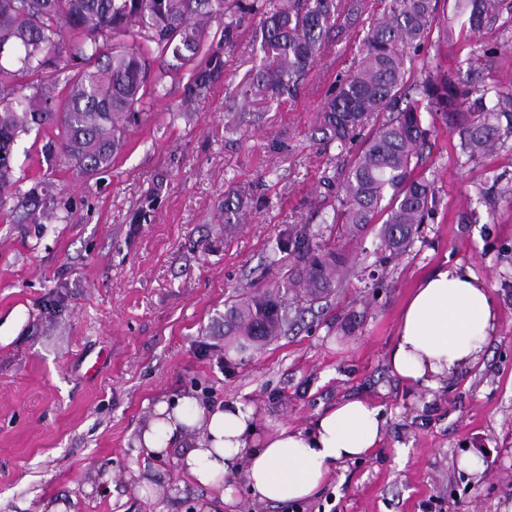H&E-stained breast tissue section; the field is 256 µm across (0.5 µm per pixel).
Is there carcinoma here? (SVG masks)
<instances>
[{"label":"carcinoma","mask_w":512,"mask_h":512,"mask_svg":"<svg viewBox=\"0 0 512 512\" xmlns=\"http://www.w3.org/2000/svg\"><path fill=\"white\" fill-rule=\"evenodd\" d=\"M502 0H462L473 33L497 21ZM342 0H0V211H42L45 198L22 190L14 151L21 135L50 126L48 158L94 174L112 164L165 79L192 68L188 92L204 97L221 74L212 55L196 64L211 24L222 23V43L234 41L244 16L259 17V50L272 57L240 87L242 99L270 101L296 90L336 28ZM436 0H390L358 42V67L336 80L320 111L317 131L342 161L315 223L280 230L268 265L279 280L259 296L231 301L224 335L237 353L285 336L306 311L336 291L348 271L343 247L372 224L381 225V247L400 254L438 209L434 182L416 174L431 129L422 113L443 119L461 114V149L469 160L492 153L512 137V95L496 84L460 85L441 65L410 80L407 53L418 52L433 30ZM170 58L150 74V61ZM388 116L359 148L355 140L381 113ZM247 191L224 197V223L243 222ZM294 255L298 266L287 267Z\"/></svg>","instance_id":"cac0c4a2"}]
</instances>
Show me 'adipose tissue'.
Masks as SVG:
<instances>
[{"label": "adipose tissue", "instance_id": "adipose-tissue-1", "mask_svg": "<svg viewBox=\"0 0 512 512\" xmlns=\"http://www.w3.org/2000/svg\"><path fill=\"white\" fill-rule=\"evenodd\" d=\"M499 325V309L469 269L445 265L421 278L404 304L388 353L393 373L414 389H441L475 368ZM382 406L363 399L337 402L295 429L260 434L253 407L241 400L202 407L189 396L153 408L137 445L147 455L175 454L179 470L198 486L223 484L222 502L241 475L261 503L310 500L337 468L370 456L383 443Z\"/></svg>", "mask_w": 512, "mask_h": 512}]
</instances>
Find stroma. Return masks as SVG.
Segmentation results:
<instances>
[{"mask_svg": "<svg viewBox=\"0 0 512 512\" xmlns=\"http://www.w3.org/2000/svg\"><path fill=\"white\" fill-rule=\"evenodd\" d=\"M357 15L330 34L302 86L249 111L232 110L228 90L261 60L258 18L244 19L233 46L221 47L222 76L207 96H188V72L168 81L110 169L89 176L48 162L51 129L15 147L16 174L68 218L51 224L0 214V512H39L44 500L74 512H512V197L493 178L512 179V138L471 161L458 119L423 113L432 134L422 171L440 206L404 254L386 256L378 227L349 245L354 275L321 300L288 335L248 360L224 347L232 296L262 291L280 229L309 220L335 146L315 129L326 91L356 66V44L385 0H361ZM498 23L472 35L458 0H438L437 19L454 35L430 37L412 73L440 64L466 79L512 93V0ZM249 190V216L224 221V195ZM484 280L501 321L483 366L438 391L406 387L387 353L401 309L420 279L444 261ZM199 405L240 399L263 430L308 425L336 401L364 396L387 416L381 448L340 466L310 501L261 504L243 478L221 491L188 481L174 460L158 462L135 438L159 400ZM488 451L481 478L463 459ZM148 480L155 496L132 487ZM88 485L100 487L85 494Z\"/></svg>", "mask_w": 512, "mask_h": 512, "instance_id": "stroma-1", "label": "stroma"}]
</instances>
